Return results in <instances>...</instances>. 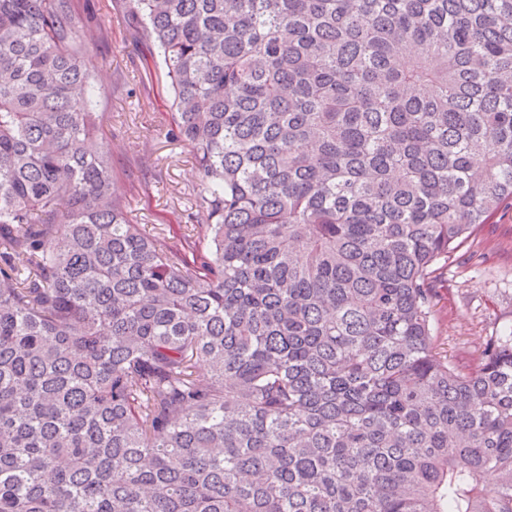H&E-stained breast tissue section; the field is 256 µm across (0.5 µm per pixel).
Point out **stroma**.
<instances>
[{
  "mask_svg": "<svg viewBox=\"0 0 512 512\" xmlns=\"http://www.w3.org/2000/svg\"><path fill=\"white\" fill-rule=\"evenodd\" d=\"M108 38L87 54L97 111L105 115L101 147L112 156V177L127 193L133 223H192L199 176L189 145L171 140L172 111L163 63L146 77L140 47L127 32L121 0H79ZM439 341L464 362L484 336L512 327V211L496 215L461 244L435 288Z\"/></svg>",
  "mask_w": 512,
  "mask_h": 512,
  "instance_id": "1",
  "label": "stroma"
}]
</instances>
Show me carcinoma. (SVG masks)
<instances>
[{"instance_id": "1", "label": "carcinoma", "mask_w": 512, "mask_h": 512, "mask_svg": "<svg viewBox=\"0 0 512 512\" xmlns=\"http://www.w3.org/2000/svg\"><path fill=\"white\" fill-rule=\"evenodd\" d=\"M74 0H0V512H512V330L432 284L512 205V0H125L196 223L148 236Z\"/></svg>"}]
</instances>
